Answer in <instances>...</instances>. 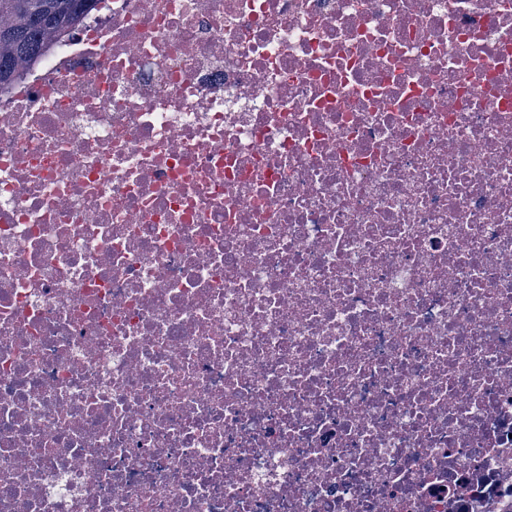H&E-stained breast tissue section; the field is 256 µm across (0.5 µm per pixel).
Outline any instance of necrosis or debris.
<instances>
[{
    "label": "necrosis or debris",
    "mask_w": 512,
    "mask_h": 512,
    "mask_svg": "<svg viewBox=\"0 0 512 512\" xmlns=\"http://www.w3.org/2000/svg\"><path fill=\"white\" fill-rule=\"evenodd\" d=\"M0 90V512H512V0H93Z\"/></svg>",
    "instance_id": "1"
}]
</instances>
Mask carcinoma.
I'll return each mask as SVG.
<instances>
[{"mask_svg":"<svg viewBox=\"0 0 512 512\" xmlns=\"http://www.w3.org/2000/svg\"><path fill=\"white\" fill-rule=\"evenodd\" d=\"M88 0H0V88L20 66L44 57L57 32L72 24Z\"/></svg>","mask_w":512,"mask_h":512,"instance_id":"1","label":"carcinoma"}]
</instances>
